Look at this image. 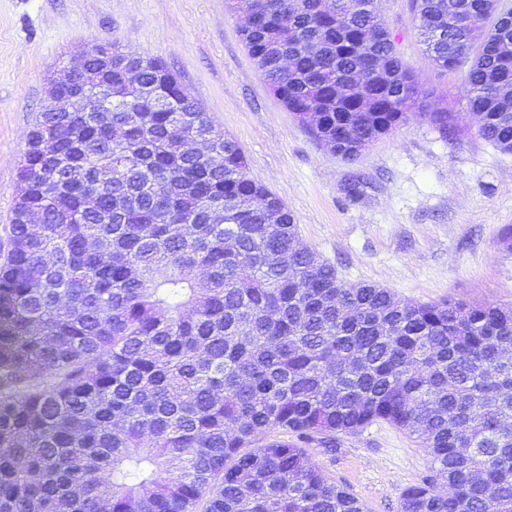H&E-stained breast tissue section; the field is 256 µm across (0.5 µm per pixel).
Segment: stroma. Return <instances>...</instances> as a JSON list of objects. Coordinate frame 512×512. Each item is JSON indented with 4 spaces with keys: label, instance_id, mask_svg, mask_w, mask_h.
<instances>
[{
    "label": "stroma",
    "instance_id": "35a3bbf8",
    "mask_svg": "<svg viewBox=\"0 0 512 512\" xmlns=\"http://www.w3.org/2000/svg\"><path fill=\"white\" fill-rule=\"evenodd\" d=\"M429 110L458 113L456 139L413 117L354 161L329 152L274 96L229 0H0V228L11 219L26 136L50 79L91 44L158 58L244 149L249 172L293 214L301 243L347 284L419 304L512 305V154L483 140L461 73L431 60L410 0H375ZM358 184L357 196L347 187ZM309 456L366 512H399L431 461L398 428L372 423Z\"/></svg>",
    "mask_w": 512,
    "mask_h": 512
}]
</instances>
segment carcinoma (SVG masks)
I'll return each mask as SVG.
<instances>
[{
  "mask_svg": "<svg viewBox=\"0 0 512 512\" xmlns=\"http://www.w3.org/2000/svg\"><path fill=\"white\" fill-rule=\"evenodd\" d=\"M456 2L412 0L420 35L467 67L479 135L512 154V6ZM249 7L250 56L328 151L354 160L423 97L373 0ZM102 54L110 111L39 113L5 228L0 512H364L307 446L376 420L431 459L400 512H512V307L345 284L162 61ZM421 115L453 134L454 113Z\"/></svg>",
  "mask_w": 512,
  "mask_h": 512,
  "instance_id": "1",
  "label": "carcinoma"
}]
</instances>
